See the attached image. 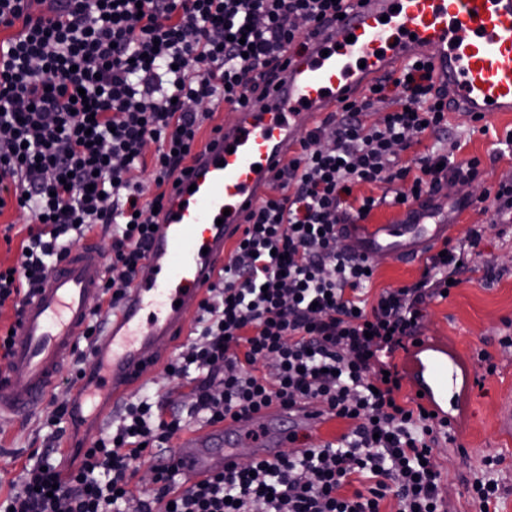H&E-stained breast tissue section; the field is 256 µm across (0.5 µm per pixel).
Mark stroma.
I'll use <instances>...</instances> for the list:
<instances>
[{
  "instance_id": "35a3bbf8",
  "label": "stroma",
  "mask_w": 512,
  "mask_h": 512,
  "mask_svg": "<svg viewBox=\"0 0 512 512\" xmlns=\"http://www.w3.org/2000/svg\"><path fill=\"white\" fill-rule=\"evenodd\" d=\"M451 130L465 145L456 152V160L479 158L484 171L482 185H444L442 193L448 201L451 238L463 237L469 228L482 227L483 240L476 259L479 267L496 265L495 280L483 282L477 270L464 273L461 283L449 297L432 300L427 306L422 335L444 346L448 355L475 359L479 351H488L497 371L486 377L482 385L464 378L463 396L452 414L459 422L456 442L440 448L436 463L443 477L448 512H479L465 493L463 480L473 479L488 457L501 458L498 475L504 487L498 512H512V436L502 433L500 419L506 404L512 402V348L499 344L512 329V223L497 224L492 212L486 211L478 197L482 187H494L512 181V153L497 154L496 139L512 129V112L496 115L487 134H469L465 118L449 115ZM375 274L372 292L396 288L416 281L421 262L403 264L382 253L373 260ZM51 404L37 411L0 419V479H18L33 453L50 454L59 460L61 449L87 448L96 439L95 433L72 425L69 418L50 425L47 420Z\"/></svg>"
}]
</instances>
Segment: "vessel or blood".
I'll list each match as a JSON object with an SVG mask.
<instances>
[{
  "label": "vessel or blood",
  "instance_id": "1",
  "mask_svg": "<svg viewBox=\"0 0 512 512\" xmlns=\"http://www.w3.org/2000/svg\"><path fill=\"white\" fill-rule=\"evenodd\" d=\"M429 60L448 88V109L490 120L512 112V0H352L343 19L291 55L281 81L234 123L202 145L188 172L170 190L152 234L146 266L115 319L91 343L93 367L74 394V411L90 407L104 418L128 397L145 371L175 348L251 208L268 190L273 171L297 140L345 98L394 75L406 62ZM445 207L432 199L405 207L389 224H348L343 232L365 257L385 251L417 260L448 235ZM105 269L93 247H74L49 271L15 327L14 357L0 383V415L38 409L63 376L73 345L83 336ZM413 358L408 374L439 415L448 413L463 361L434 353ZM266 440L254 450L272 459L294 434L318 430L321 418L271 408L256 414ZM235 424L184 438L174 450L190 483L231 467Z\"/></svg>",
  "mask_w": 512,
  "mask_h": 512
}]
</instances>
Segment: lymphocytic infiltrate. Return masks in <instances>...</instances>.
I'll list each match as a JSON object with an SVG mask.
<instances>
[{"mask_svg": "<svg viewBox=\"0 0 512 512\" xmlns=\"http://www.w3.org/2000/svg\"><path fill=\"white\" fill-rule=\"evenodd\" d=\"M346 2L0 0V31L18 30L0 40V201L15 199L31 218L24 263L0 267V307L21 311L100 224L112 227V256L99 300L115 307L144 266L154 210L204 123L218 108L265 97L289 52ZM447 102L425 60L306 131L200 302L195 337L165 367L168 379H194L188 408L124 401L76 469L63 475L38 458L0 512H382L388 500L396 512H445L435 460L453 424L400 399L395 358L420 335L428 302L470 271L482 231L444 240L418 280L371 300L372 263L336 227L366 221L378 206L354 195L357 185L400 184L409 205L481 177L479 158L459 162L445 147ZM428 139L432 147L416 152ZM274 403L306 406L347 430L182 481L175 436L198 420L246 422ZM144 465L156 486L147 500L134 484Z\"/></svg>", "mask_w": 512, "mask_h": 512, "instance_id": "lymphocytic-infiltrate-1", "label": "lymphocytic infiltrate"}]
</instances>
